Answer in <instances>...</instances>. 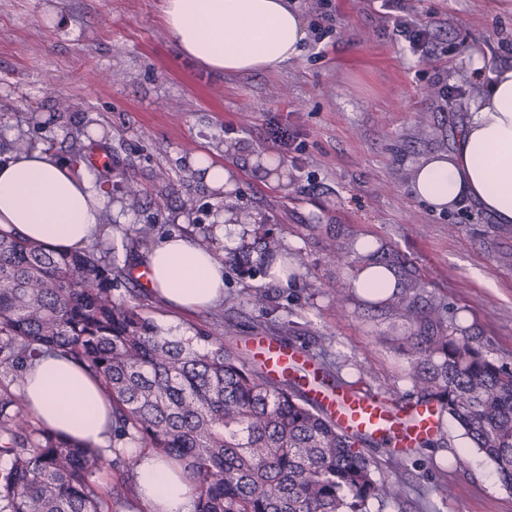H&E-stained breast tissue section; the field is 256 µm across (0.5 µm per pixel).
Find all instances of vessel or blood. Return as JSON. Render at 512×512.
<instances>
[{
	"mask_svg": "<svg viewBox=\"0 0 512 512\" xmlns=\"http://www.w3.org/2000/svg\"><path fill=\"white\" fill-rule=\"evenodd\" d=\"M250 346L266 365L271 376H279L306 367L307 360L298 350L274 340L257 337ZM308 399L324 409L338 427L384 439L387 448H411L433 429L434 418L428 406L413 404L403 411L392 410L375 394L355 395L340 389L330 392L310 386Z\"/></svg>",
	"mask_w": 512,
	"mask_h": 512,
	"instance_id": "1",
	"label": "vessel or blood"
}]
</instances>
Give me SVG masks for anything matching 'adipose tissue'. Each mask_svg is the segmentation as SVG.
Segmentation results:
<instances>
[{
  "mask_svg": "<svg viewBox=\"0 0 512 512\" xmlns=\"http://www.w3.org/2000/svg\"><path fill=\"white\" fill-rule=\"evenodd\" d=\"M163 22L179 52L208 69L245 74L296 60L307 39L289 0H163ZM473 67L487 83L475 96L453 154L415 166V196L446 211L475 202L497 223L512 224V65ZM103 192L93 173L43 149L0 157V229L57 252L83 247L98 232ZM149 289L177 311L200 312L224 299V263L209 247L178 234L162 237L141 261ZM30 413L44 426L107 445L112 407L98 379L48 355L25 371ZM134 495L144 512H193L194 487L180 465L146 450L135 467Z\"/></svg>",
  "mask_w": 512,
  "mask_h": 512,
  "instance_id": "ef3b65f1",
  "label": "adipose tissue"
}]
</instances>
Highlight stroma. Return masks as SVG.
Here are the masks:
<instances>
[{
  "instance_id": "obj_1",
  "label": "stroma",
  "mask_w": 512,
  "mask_h": 512,
  "mask_svg": "<svg viewBox=\"0 0 512 512\" xmlns=\"http://www.w3.org/2000/svg\"><path fill=\"white\" fill-rule=\"evenodd\" d=\"M297 4L308 39L296 60L223 74L180 57L162 0H0V155L20 139L80 164L108 155L97 173L108 201L91 247L120 267L137 253L133 229L142 224L221 253L279 240L302 262L288 284L266 281L257 259L232 264L223 302L204 312H172L130 277L117 291L137 288L158 328L211 330L242 352L267 336L303 350L312 370L408 406L417 396L398 339L410 325L349 289L350 261L327 246L372 237L416 268L447 317L494 356L512 357V225L467 201L435 211L411 184L425 155L450 152L469 101L486 89L474 56L512 64V0H405L413 18L436 24L426 54L395 35L378 0ZM328 13L336 27L324 35ZM444 84L455 97L442 96ZM276 122L298 132V151L268 140ZM199 150L231 166L233 190L205 182L192 163ZM265 155L286 163L287 185L269 182ZM227 207L244 221L226 241L210 217ZM401 479L406 497L384 509L371 503V512H512V490L448 418Z\"/></svg>"
}]
</instances>
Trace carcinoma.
Wrapping results in <instances>:
<instances>
[{"label": "carcinoma", "mask_w": 512, "mask_h": 512, "mask_svg": "<svg viewBox=\"0 0 512 512\" xmlns=\"http://www.w3.org/2000/svg\"><path fill=\"white\" fill-rule=\"evenodd\" d=\"M262 264L288 266L279 241ZM384 265L397 287L384 307L414 325L409 377L424 404L448 416L512 488V362L480 336L451 327L425 284L384 247L356 259ZM122 271L89 250L58 253L0 231V512H112L126 481L103 490L109 455L133 465L138 449L178 461L196 484L194 512H369L399 502L396 477H376L361 437L308 403L302 382L271 379L216 333L169 339L138 303L114 294ZM86 366L112 401V445L70 440L30 416L21 390L34 357Z\"/></svg>", "instance_id": "obj_1"}]
</instances>
